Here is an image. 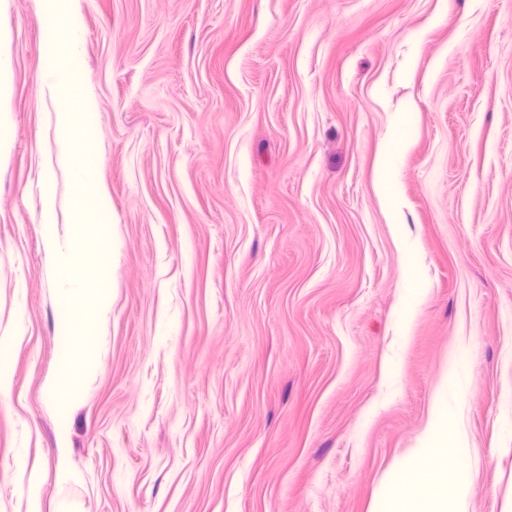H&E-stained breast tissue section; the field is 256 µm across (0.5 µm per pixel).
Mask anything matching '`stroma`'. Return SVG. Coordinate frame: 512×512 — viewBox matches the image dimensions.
I'll return each instance as SVG.
<instances>
[{
    "instance_id": "stroma-1",
    "label": "stroma",
    "mask_w": 512,
    "mask_h": 512,
    "mask_svg": "<svg viewBox=\"0 0 512 512\" xmlns=\"http://www.w3.org/2000/svg\"><path fill=\"white\" fill-rule=\"evenodd\" d=\"M0 0V512H369L449 394L471 512L512 499V0ZM105 196L109 211L87 204ZM69 225L73 369L49 398ZM413 268L418 299L400 307ZM106 296L97 306L94 294ZM45 71L48 88L58 101L61 100V95L67 89L69 84L70 74L68 69L49 64L45 67ZM57 114L56 159L61 168L74 166L75 154L69 135L71 112L60 111Z\"/></svg>"
}]
</instances>
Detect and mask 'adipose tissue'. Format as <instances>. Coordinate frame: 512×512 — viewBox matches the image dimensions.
<instances>
[{"label": "adipose tissue", "mask_w": 512, "mask_h": 512, "mask_svg": "<svg viewBox=\"0 0 512 512\" xmlns=\"http://www.w3.org/2000/svg\"><path fill=\"white\" fill-rule=\"evenodd\" d=\"M460 365L457 351L449 350L448 367L434 392L430 415L418 443L393 476L378 487L372 512H471L473 475L450 466L454 457L470 450L457 416L447 406V393L459 382ZM426 471L433 476L434 495L408 503L403 496L404 488L418 484Z\"/></svg>", "instance_id": "obj_1"}]
</instances>
